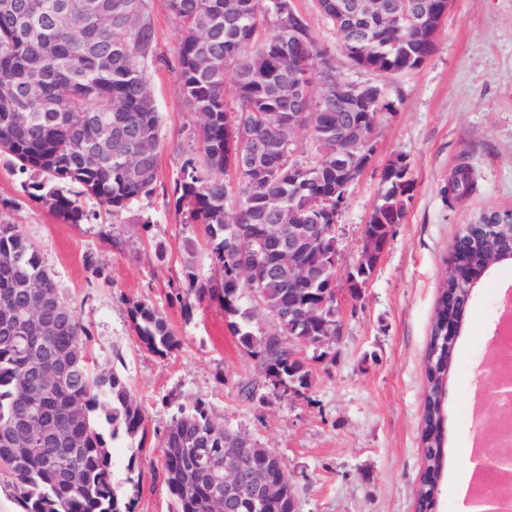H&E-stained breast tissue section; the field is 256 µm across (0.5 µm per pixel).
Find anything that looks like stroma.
<instances>
[{
  "instance_id": "1",
  "label": "stroma",
  "mask_w": 512,
  "mask_h": 512,
  "mask_svg": "<svg viewBox=\"0 0 512 512\" xmlns=\"http://www.w3.org/2000/svg\"><path fill=\"white\" fill-rule=\"evenodd\" d=\"M155 63L149 82L161 115L162 192L111 215L92 201L85 224H66L31 198L24 174L0 158V219L15 224L53 273L62 297L89 332L96 369L116 370L145 412L151 464L131 463L128 441L110 442L112 482L134 512H169L171 497L155 469L159 444L179 409L204 402L211 419L278 454L288 468L297 512H415L424 474L425 354L445 260L460 227L489 210L512 209V0H452L435 51L418 70L381 75L351 66L317 0H295L338 76L383 87L393 111L381 113L374 164L349 190L336 218L339 254L336 308L343 333L330 355L313 363V380L296 397H240L258 366L211 299H191L183 313L173 290L184 261L195 257L200 282L220 273L208 257L205 228L182 223L165 190L194 148L195 115L175 77L179 32L165 0H147ZM402 156L417 187L402 224L358 296L348 275L362 259L363 227L381 189L380 172ZM477 187L449 202L441 193L460 163ZM512 286V263L493 266L472 293L446 395V460L436 512H467L478 455L475 415L494 429L502 409L490 396L488 341ZM152 304L179 339L170 356L145 350L130 321L132 303Z\"/></svg>"
}]
</instances>
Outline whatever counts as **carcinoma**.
Wrapping results in <instances>:
<instances>
[{
  "label": "carcinoma",
  "mask_w": 512,
  "mask_h": 512,
  "mask_svg": "<svg viewBox=\"0 0 512 512\" xmlns=\"http://www.w3.org/2000/svg\"><path fill=\"white\" fill-rule=\"evenodd\" d=\"M320 12L336 31L352 65L383 74L420 69L432 56L441 14L428 17L415 32H396L374 16L347 22L336 16V0H317ZM179 29L176 78L186 104L198 118L197 152L185 160L171 187L184 224H202L210 259L221 273L220 287L199 283L194 254L185 261L187 291L209 296L224 309L231 333L248 355L260 356V380L246 381L239 394L255 401L260 391L275 394L270 378L292 381L300 390L311 386L313 371L298 350L288 353V338L315 348L336 298L326 296L333 275L318 267L321 248L302 250L294 267L268 254L262 285V307L248 298L249 281L237 272L238 244L265 232L271 224L336 223V177L358 163L356 153L336 134V122L363 123L366 146L377 144L370 124L393 110L381 87L370 85L371 110L354 105L345 114L333 106L316 110L307 129L314 151L293 164L282 158L296 142L309 111L302 98H289L288 86L306 78L310 95L322 98L338 77L328 48L319 45L307 18L288 16L290 0H265L266 14L256 16L255 0H166ZM154 32L147 0H0V156L30 176L25 188L66 224L88 219L80 199L95 201L117 214L156 193L160 149V114L148 81L154 60ZM234 78L235 101L225 97L227 75ZM38 90L24 122L17 114L28 91ZM112 123V148L100 151L85 139L88 123ZM251 134L240 145L238 130ZM134 146L137 173L128 174L118 153ZM256 155V168L227 179L238 155ZM382 190L364 225L362 261L348 285L360 292L380 254L403 223L414 198L415 181L403 157L388 161L381 172ZM238 201L230 204L231 191ZM476 190L472 169H455L441 192L458 200ZM484 228L466 224L455 247L469 255L472 268L485 274ZM458 287L446 271L438 291L428 346L441 335V316L448 314V294ZM55 280L17 226L0 220V318L37 319L39 326L20 335L0 332V472L10 477L24 512H133L113 486L103 429L112 439L125 437L135 452L146 448L148 423L123 378L113 371L94 372L86 352L88 332L73 307L63 313ZM132 329L151 353L167 356L179 339L167 319L152 305L130 307ZM50 327L55 351L68 356L74 369L62 386L52 383L33 351ZM436 372L426 373L423 414L429 427L446 393L448 362L436 358ZM66 416L60 433L75 448L61 455L50 442L31 447L17 442L21 431H4L40 406ZM162 475L173 500L172 512H218L204 480L189 487L183 474L192 457L174 448H222L224 426L215 423L204 403L181 410L166 429ZM250 451L276 474H288L272 450L255 444ZM417 512L434 508V487L421 479Z\"/></svg>",
  "instance_id": "1"
}]
</instances>
